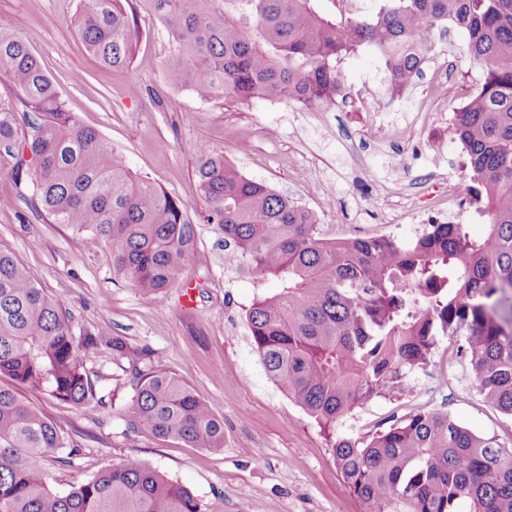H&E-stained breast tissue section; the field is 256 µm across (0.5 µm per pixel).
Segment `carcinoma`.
<instances>
[{
  "label": "carcinoma",
  "mask_w": 512,
  "mask_h": 512,
  "mask_svg": "<svg viewBox=\"0 0 512 512\" xmlns=\"http://www.w3.org/2000/svg\"><path fill=\"white\" fill-rule=\"evenodd\" d=\"M319 0H139L168 31L172 81L208 100L279 99L308 107L345 96L336 63L367 46L383 60L388 96L401 95L437 53L435 33L457 27L481 71L455 134L469 159L470 203L485 218L428 224L414 240L328 238L298 202L246 177L221 155L197 177L206 221L224 230V261L279 292L247 311L267 376L327 433L363 512H512V448L439 410L384 432L336 437V424L428 365L443 333L458 342L476 389L512 417V0H381L366 19L321 12ZM128 0H85L78 31L105 68H125L137 27ZM0 169L17 196L76 231L81 249L106 245L112 271L155 300L193 246L182 202L136 176L95 129L68 111L14 22L0 17ZM106 350L139 414L127 421L159 440L224 448V420L175 373L100 325L76 329L15 257L0 250V512H201L199 502L139 457L105 467L66 494L47 465L81 448L29 401L48 395L103 405L83 354ZM66 452V457L59 456Z\"/></svg>",
  "instance_id": "1"
}]
</instances>
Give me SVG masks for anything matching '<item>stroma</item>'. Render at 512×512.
Wrapping results in <instances>:
<instances>
[{
    "mask_svg": "<svg viewBox=\"0 0 512 512\" xmlns=\"http://www.w3.org/2000/svg\"><path fill=\"white\" fill-rule=\"evenodd\" d=\"M81 8L82 0H0V16L13 20L67 107L98 130L133 172L184 204L196 229L192 252L177 283L163 301H154L113 275L108 247L80 249L69 225L17 200L5 170L0 198L13 204L0 208V249L25 264L79 326L104 324L131 345L149 347L157 365L212 404L224 421V449L189 448L127 431L137 412L134 392L107 353L91 352L84 362L104 406L65 404L46 395L33 399L83 447L74 466L50 464L54 488L67 492L71 483L136 456L186 487L202 512H362L326 433L268 378L251 345L246 312L257 293L275 294L278 284L269 279L259 286L245 273L225 277L224 233L205 221L196 169L202 158L221 155L248 178L311 209H319L322 196H333L334 207L322 218L329 237L374 233L381 218L391 216L396 222L385 232L401 241L412 240L424 225L447 223L434 209L437 185L448 178L463 190L470 183L461 146L447 129L448 114L480 79L463 55L465 33L453 28L437 34L440 56L457 57V69L438 79L416 78L381 126L366 101L384 97L388 74L371 48L340 62L346 94L327 109L265 99L202 100L171 80L167 31L155 17L138 13L130 66L107 70L80 37ZM134 84L139 94L130 93ZM423 102L436 115L435 131L411 122ZM188 285L197 293L190 309L184 306ZM429 409L512 446V419L482 402L470 365L445 335L431 363L401 390L369 401L342 419L336 433L381 432L402 416Z\"/></svg>",
    "mask_w": 512,
    "mask_h": 512,
    "instance_id": "stroma-1",
    "label": "stroma"
}]
</instances>
